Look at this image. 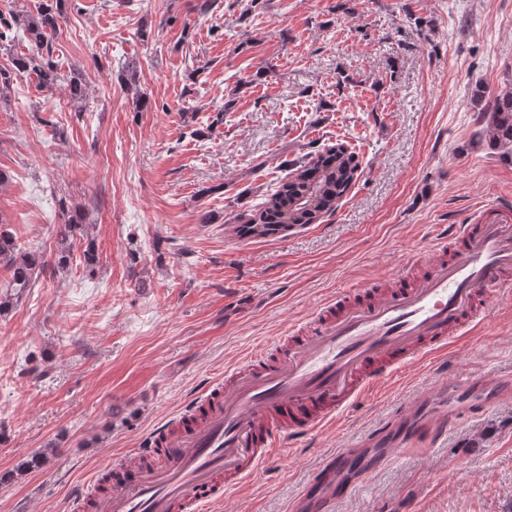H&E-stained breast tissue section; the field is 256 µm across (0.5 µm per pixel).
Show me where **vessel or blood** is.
Wrapping results in <instances>:
<instances>
[{
  "instance_id": "b4317fda",
  "label": "vessel or blood",
  "mask_w": 512,
  "mask_h": 512,
  "mask_svg": "<svg viewBox=\"0 0 512 512\" xmlns=\"http://www.w3.org/2000/svg\"><path fill=\"white\" fill-rule=\"evenodd\" d=\"M413 275L341 291L284 336L225 369L180 411L156 424L138 448L108 464L112 490H78L72 512H208L261 469L289 441L322 429L356 405L373 384L426 364L444 367L451 347L489 319V291L512 288V217L452 224L435 255ZM484 375L462 376L449 426L491 406ZM373 462L339 449L315 482L330 485L313 512H332L353 474Z\"/></svg>"
}]
</instances>
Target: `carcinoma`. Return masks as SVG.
Instances as JSON below:
<instances>
[{
  "instance_id": "obj_1",
  "label": "carcinoma",
  "mask_w": 512,
  "mask_h": 512,
  "mask_svg": "<svg viewBox=\"0 0 512 512\" xmlns=\"http://www.w3.org/2000/svg\"><path fill=\"white\" fill-rule=\"evenodd\" d=\"M68 0H43L34 14L11 12L0 15V42L13 39L12 33L22 29L32 46L29 54L14 59L18 72L31 71L40 82L50 87L58 79L57 65L49 35L64 18ZM481 135L494 147L503 149L501 156L512 159V91L495 96L490 117L481 128ZM289 173L277 189L259 205L235 215L234 231L242 237H272L288 229L290 224H315L323 215L336 210V200L348 192L358 164L353 154L338 145L317 148L288 161ZM80 216L69 217L61 232L56 266L69 264V237L84 234ZM0 264L12 272L10 288L18 299L31 287L36 272L45 270L42 255L18 249L14 238L0 229Z\"/></svg>"
}]
</instances>
